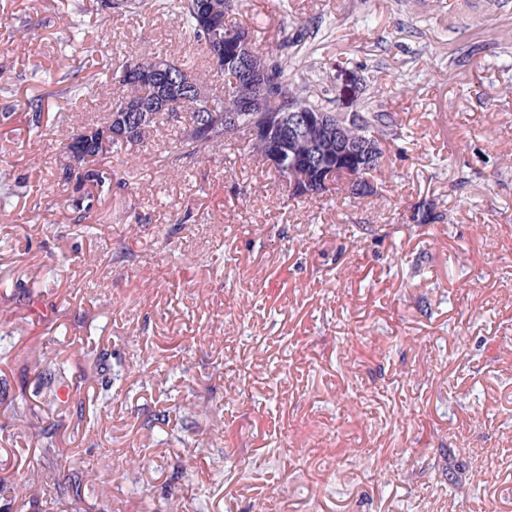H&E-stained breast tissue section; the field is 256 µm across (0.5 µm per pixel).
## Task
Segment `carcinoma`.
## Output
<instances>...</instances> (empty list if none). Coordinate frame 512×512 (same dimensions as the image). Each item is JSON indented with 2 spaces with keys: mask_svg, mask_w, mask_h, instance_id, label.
<instances>
[{
  "mask_svg": "<svg viewBox=\"0 0 512 512\" xmlns=\"http://www.w3.org/2000/svg\"><path fill=\"white\" fill-rule=\"evenodd\" d=\"M104 6L109 9H117L124 12L147 15L154 4L149 0H106ZM229 0H180L177 6L182 20L181 34L201 44L209 63L217 74L224 75L223 94L214 96L206 94L202 100L183 93L179 90L170 94L169 104L162 112H149L142 116L139 112L125 111V103L131 98L148 100L154 97L156 84L159 78L153 74L145 75V79L132 83L122 76L123 66L112 70L113 97L111 112L108 121L101 126L103 130H109L125 122L126 129L123 138H112V147L132 148L142 143L146 136L165 119L175 118L181 112L189 114L188 127H197L211 121L224 123L225 119L246 120L257 118L262 112L277 111L276 97L281 91L286 90L294 96L306 101L314 112H324L326 107L321 101L304 94V91L291 87V82L286 77V66L278 60H273L265 55L255 45H250V63L246 74L259 86L264 105L250 111L241 102L234 83L243 78L244 72L224 63V58L238 54L239 41L247 38L248 31L245 27L236 25L228 20ZM388 116L381 112H357L353 121L347 127V136L350 142L356 146L375 137H383L386 133ZM226 135L217 134L211 139L193 138L184 134L182 139V156L186 158L198 157L212 151L219 143L224 141ZM276 139L282 144L285 166L278 167L275 172L283 179L287 178L285 168L294 164H302L307 160H325L334 167H355L363 180V188L350 190L357 197H365L372 193L373 188L368 181V176L377 170L383 155L367 164L348 157L336 159L340 154L336 141V127L327 126L324 129L311 133L309 131L296 135H288V129L282 128L276 135ZM249 153L259 161L267 162L268 151L271 144L266 139L257 141H245ZM66 148L75 152L78 159L77 168L73 169L74 178L82 187H87L88 196L107 192L112 183V168L104 165V160L109 154L99 152L93 141L84 138V134L72 137L66 144ZM440 219L432 205L422 202L414 206V213L410 220L415 224H432Z\"/></svg>",
  "mask_w": 512,
  "mask_h": 512,
  "instance_id": "cac0c4a2",
  "label": "carcinoma"
}]
</instances>
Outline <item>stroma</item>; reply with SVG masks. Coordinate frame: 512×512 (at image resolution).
Returning a JSON list of instances; mask_svg holds the SVG:
<instances>
[{
	"mask_svg": "<svg viewBox=\"0 0 512 512\" xmlns=\"http://www.w3.org/2000/svg\"><path fill=\"white\" fill-rule=\"evenodd\" d=\"M229 18L329 110L391 116L372 195L290 196L235 137L181 157L173 119L82 207L65 145L107 67L224 80L173 8L0 0V512H512V0Z\"/></svg>",
	"mask_w": 512,
	"mask_h": 512,
	"instance_id": "obj_1",
	"label": "stroma"
}]
</instances>
